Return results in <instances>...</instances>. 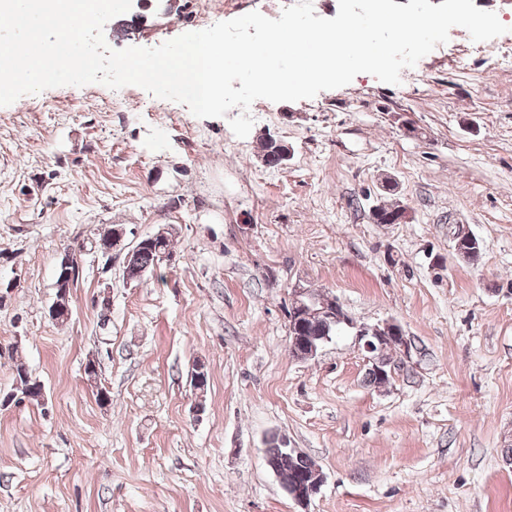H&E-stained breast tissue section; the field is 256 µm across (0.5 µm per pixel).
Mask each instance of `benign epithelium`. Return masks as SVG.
<instances>
[{
	"instance_id": "obj_1",
	"label": "benign epithelium",
	"mask_w": 512,
	"mask_h": 512,
	"mask_svg": "<svg viewBox=\"0 0 512 512\" xmlns=\"http://www.w3.org/2000/svg\"><path fill=\"white\" fill-rule=\"evenodd\" d=\"M480 241L465 228H459L454 233V248L462 258H468L474 250L478 249ZM73 257L67 253L63 257V271L59 282L54 287L59 289L58 297L51 305V315L59 311H69L67 307L68 290L63 288L65 280L73 278ZM320 322L325 328H340L355 332L362 349L365 352L364 360L368 369L380 378L375 387L385 388L391 384L394 374L392 364L383 361L380 357L384 346L400 351L402 362L412 361L414 347L402 326L395 320H385L381 323L368 325L355 321L335 297L327 295L315 296L309 288L300 285L294 286L291 292L290 315H288V330L292 335L289 353L292 357L301 360L315 358L324 344L331 341L329 336H309L307 327L311 323ZM324 482L322 473H317L311 482L283 487V490L295 503L307 508Z\"/></svg>"
}]
</instances>
